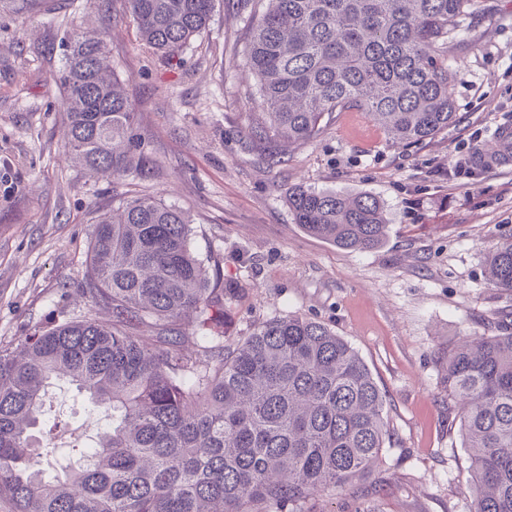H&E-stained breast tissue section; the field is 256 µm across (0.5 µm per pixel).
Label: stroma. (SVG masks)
I'll list each match as a JSON object with an SVG mask.
<instances>
[{
	"mask_svg": "<svg viewBox=\"0 0 512 512\" xmlns=\"http://www.w3.org/2000/svg\"><path fill=\"white\" fill-rule=\"evenodd\" d=\"M252 26L234 0L171 64L146 49L124 0H0V347L16 348L63 314L108 319L76 285L99 216L150 196L193 221L192 247L242 294L227 336L294 313L359 353L386 399L389 433L369 476L322 495L319 512H474L470 456L448 395L443 357L465 336L512 321V291L491 287L487 256L512 236V164L471 168L512 126V0H483L448 50L456 120L436 138L394 142L363 112H340L315 139L270 162L248 133L257 82L242 69ZM105 31L112 66L137 112L151 160L117 184L65 145L64 35ZM369 193L386 206V243L341 249L305 233L289 187ZM65 446L87 438L83 397L64 386L46 405Z\"/></svg>",
	"mask_w": 512,
	"mask_h": 512,
	"instance_id": "obj_1",
	"label": "stroma"
}]
</instances>
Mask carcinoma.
<instances>
[{
  "label": "carcinoma",
  "instance_id": "obj_1",
  "mask_svg": "<svg viewBox=\"0 0 512 512\" xmlns=\"http://www.w3.org/2000/svg\"><path fill=\"white\" fill-rule=\"evenodd\" d=\"M245 65L259 86L251 138L321 134L365 112L391 139L422 142L455 122L445 38L474 0H264ZM141 43L169 62L209 24L213 0H125ZM66 146L117 183L150 160L112 71L105 34L64 38L58 77ZM309 235L382 247L384 203L368 193L288 189ZM512 291V238L487 259ZM80 292L110 319L68 317L0 349V499L15 512H317L324 493L361 479L384 448L385 399L351 344L298 315L276 316L230 346L224 285L191 248L189 216L130 197L96 224ZM196 349L182 345L186 324ZM448 395L473 464L475 512H512V326L448 349ZM65 382L99 422L85 448L48 447L45 406Z\"/></svg>",
  "mask_w": 512,
  "mask_h": 512
}]
</instances>
